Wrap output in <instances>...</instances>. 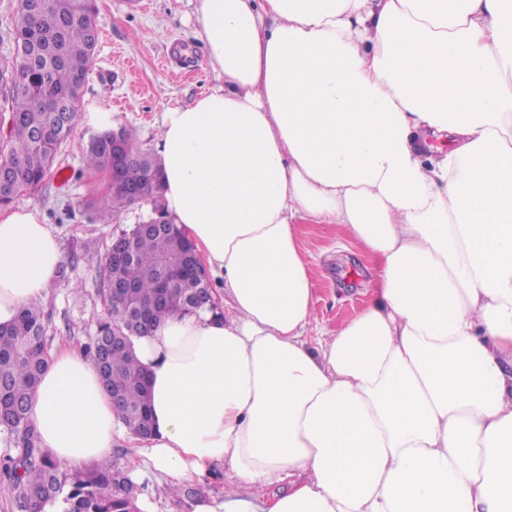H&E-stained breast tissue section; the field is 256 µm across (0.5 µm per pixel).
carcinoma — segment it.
<instances>
[{
  "instance_id": "carcinoma-1",
  "label": "carcinoma",
  "mask_w": 512,
  "mask_h": 512,
  "mask_svg": "<svg viewBox=\"0 0 512 512\" xmlns=\"http://www.w3.org/2000/svg\"><path fill=\"white\" fill-rule=\"evenodd\" d=\"M19 8L12 29L13 53L0 60V100L12 113L9 138L0 150V162L11 169L14 191L0 199L8 205L23 193L42 189L52 173L61 146L72 134L77 119L74 100L92 68L99 32L92 30L96 0H46L49 13L40 21ZM120 147L112 146V132L92 134L84 148L89 168L117 169V187L89 202L99 213L114 205L157 202L162 170L154 153L137 146V132L119 126ZM134 259L112 270V249L100 257L99 291L106 317L85 346L88 356L104 372L109 389L119 392V418L129 429L150 433L154 423L150 396L132 341L114 347L99 336L130 334L124 314L112 315V280L133 286L136 303L147 306L153 323L185 313L192 272L186 264L162 266L192 245L180 231L127 234ZM48 365L44 312L40 305L22 309L17 321L0 328L1 426L16 436V455L0 459V486L16 493L20 512H140L129 473L108 462L72 469L39 448L29 409L41 375Z\"/></svg>"
}]
</instances>
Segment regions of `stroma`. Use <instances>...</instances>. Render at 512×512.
<instances>
[{"label":"stroma","mask_w":512,"mask_h":512,"mask_svg":"<svg viewBox=\"0 0 512 512\" xmlns=\"http://www.w3.org/2000/svg\"><path fill=\"white\" fill-rule=\"evenodd\" d=\"M96 7L99 42L78 109L110 107L115 125L133 126L139 147L155 150L162 113L171 106H191L215 82L206 49L194 34V0H96ZM91 132V127L75 125L46 186L15 200L40 208L59 235L67 265L66 279L55 280L43 302L51 348L64 342L82 347L95 334L105 317L95 259L113 236L151 212L147 204L109 216L88 208V201L107 189L106 171L87 168L82 161ZM297 232L315 284L305 330L314 345L362 309L374 270L339 225L303 222ZM111 461L130 473L139 503L150 512H188L191 497L173 496L171 478L153 470L130 436L114 439Z\"/></svg>","instance_id":"stroma-1"}]
</instances>
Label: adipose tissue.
Returning a JSON list of instances; mask_svg holds the SVG:
<instances>
[{
  "label": "adipose tissue",
  "mask_w": 512,
  "mask_h": 512,
  "mask_svg": "<svg viewBox=\"0 0 512 512\" xmlns=\"http://www.w3.org/2000/svg\"><path fill=\"white\" fill-rule=\"evenodd\" d=\"M215 85L163 112L165 212L224 281V312L134 338L191 512H512V0H196ZM450 136L439 158L419 139ZM374 265L362 310L304 332L298 222ZM62 250L38 207L0 209V326ZM59 462L112 456L96 365L51 351L30 408Z\"/></svg>",
  "instance_id": "obj_1"
}]
</instances>
